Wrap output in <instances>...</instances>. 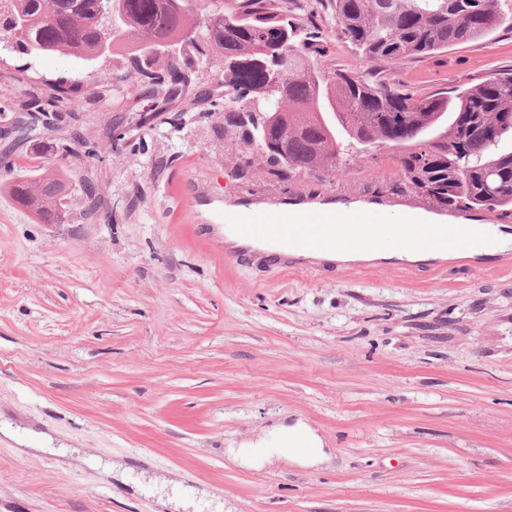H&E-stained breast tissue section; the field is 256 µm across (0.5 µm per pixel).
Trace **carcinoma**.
I'll return each instance as SVG.
<instances>
[{
  "label": "carcinoma",
  "instance_id": "cac0c4a2",
  "mask_svg": "<svg viewBox=\"0 0 512 512\" xmlns=\"http://www.w3.org/2000/svg\"><path fill=\"white\" fill-rule=\"evenodd\" d=\"M333 23H318L306 0L288 16L274 0H235L226 8L211 0L204 17L190 18L193 0H112L119 31L112 55H122L142 80L141 94L153 111L165 112L192 82L194 65L224 62V97L213 112L240 130L239 178L248 181L257 153L269 175L290 182L302 175L343 170L337 139L367 149L373 143L396 151L400 173L395 191L446 210L512 213V74L496 73L461 92L419 98L364 74L321 68L327 45L339 39L368 63H395L430 55L512 29V0H330ZM101 0H0V45L24 55L60 54L101 62L104 42ZM293 34L288 49L299 52L288 81L272 83L273 62L283 51V30ZM176 53L158 54L159 43ZM48 99L22 105L32 119L56 107L62 81H44ZM14 161L0 157V173L11 176L10 196L41 224H62L64 200L73 189L52 166L40 176L13 175Z\"/></svg>",
  "mask_w": 512,
  "mask_h": 512
}]
</instances>
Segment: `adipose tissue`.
<instances>
[{
	"mask_svg": "<svg viewBox=\"0 0 512 512\" xmlns=\"http://www.w3.org/2000/svg\"><path fill=\"white\" fill-rule=\"evenodd\" d=\"M367 221L351 224L343 237L337 238L318 258L327 262L387 260L392 258L425 260L430 256L422 241L413 235L412 227L426 223V216L389 212L376 208L362 211ZM266 453L265 462L288 458L311 467L321 464L326 454L322 438L304 422L272 428L260 440Z\"/></svg>",
	"mask_w": 512,
	"mask_h": 512,
	"instance_id": "obj_1",
	"label": "adipose tissue"
}]
</instances>
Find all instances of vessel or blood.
Listing matches in <instances>:
<instances>
[{
    "mask_svg": "<svg viewBox=\"0 0 512 512\" xmlns=\"http://www.w3.org/2000/svg\"><path fill=\"white\" fill-rule=\"evenodd\" d=\"M228 229L234 237L271 244L272 255L281 267L299 271L303 268L301 254L321 250L328 240L336 236L340 227L323 218L292 224L280 210L264 209L234 219ZM414 231L424 239L428 249L447 252L450 258L461 260L463 267L493 268L503 261L498 252L473 236L471 225H418Z\"/></svg>",
    "mask_w": 512,
    "mask_h": 512,
    "instance_id": "1",
    "label": "vessel or blood"
}]
</instances>
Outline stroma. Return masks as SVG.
<instances>
[{
    "mask_svg": "<svg viewBox=\"0 0 512 512\" xmlns=\"http://www.w3.org/2000/svg\"><path fill=\"white\" fill-rule=\"evenodd\" d=\"M324 64L425 96L512 70V31L372 66L336 41ZM223 71L210 61L165 120L134 130L152 103L121 60L0 54V155L32 171L51 160L76 199L68 222L39 224L0 192V427L17 434L0 436V512H165L162 495L184 512H512V265L235 263L224 208L512 216L391 194L388 148L288 183L259 160L239 180L235 134L209 114ZM60 77L96 91L63 99L58 127L11 132L17 105ZM118 125L128 140L85 156ZM298 420L323 438L322 465L226 454ZM42 433L51 448L26 451ZM114 462L126 480L104 476ZM157 475L176 487H151Z\"/></svg>",
    "mask_w": 512,
    "mask_h": 512,
    "instance_id": "1",
    "label": "stroma"
}]
</instances>
